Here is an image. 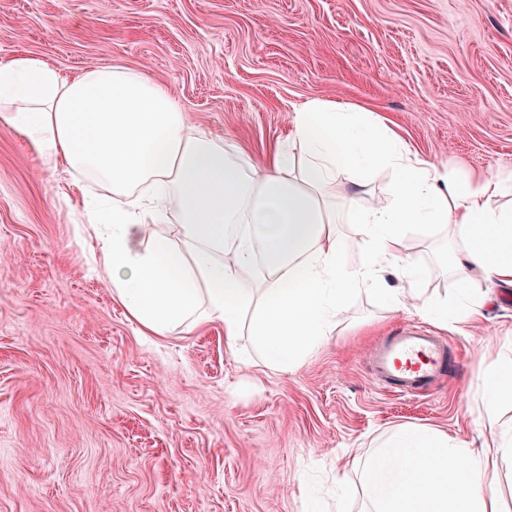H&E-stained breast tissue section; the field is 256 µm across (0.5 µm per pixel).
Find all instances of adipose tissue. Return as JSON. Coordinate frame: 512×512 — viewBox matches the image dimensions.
I'll return each instance as SVG.
<instances>
[{
	"mask_svg": "<svg viewBox=\"0 0 512 512\" xmlns=\"http://www.w3.org/2000/svg\"><path fill=\"white\" fill-rule=\"evenodd\" d=\"M0 127L21 134L42 170L79 172L84 224L97 230L98 262L115 294L148 332L186 324L200 305L234 344L245 313L269 364L288 370L335 328L362 286L387 310L463 327L488 294L463 311L429 301L419 287L413 237L448 236L461 284L512 287V175L459 177L419 156L374 113L312 100L292 112L287 149L264 167L190 126L167 86L140 69L91 68L65 76L50 62L19 55L0 63ZM392 177L363 205L375 176ZM107 187L109 203L84 178ZM336 188L365 240L359 264L342 259L340 219L324 192ZM167 224L131 248L132 228ZM393 271L399 288L382 287ZM512 396L494 380L483 400L491 421L479 452L424 427H402L367 458L363 491L373 512H507L496 492L512 460V424L492 415Z\"/></svg>",
	"mask_w": 512,
	"mask_h": 512,
	"instance_id": "ef3b65f1",
	"label": "adipose tissue"
}]
</instances>
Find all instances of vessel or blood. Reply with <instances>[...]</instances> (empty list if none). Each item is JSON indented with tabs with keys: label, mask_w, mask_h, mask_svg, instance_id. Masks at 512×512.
I'll return each mask as SVG.
<instances>
[{
	"label": "vessel or blood",
	"mask_w": 512,
	"mask_h": 512,
	"mask_svg": "<svg viewBox=\"0 0 512 512\" xmlns=\"http://www.w3.org/2000/svg\"><path fill=\"white\" fill-rule=\"evenodd\" d=\"M449 343L432 331L416 329L387 338L369 358L377 380L400 395H412L427 388L446 367Z\"/></svg>",
	"instance_id": "obj_1"
}]
</instances>
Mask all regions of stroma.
<instances>
[{
    "label": "stroma",
    "mask_w": 512,
    "mask_h": 512,
    "mask_svg": "<svg viewBox=\"0 0 512 512\" xmlns=\"http://www.w3.org/2000/svg\"><path fill=\"white\" fill-rule=\"evenodd\" d=\"M144 70L189 121L262 164L288 117L339 99L460 175L512 171V0H0V62ZM22 135L0 129V512H347L360 462L395 429L479 449L483 379L512 369V288L411 396L371 375L382 339L423 325L361 291L298 368L203 318L158 336L113 295L89 232ZM427 297L461 303L440 238L417 237Z\"/></svg>",
    "instance_id": "obj_1"
}]
</instances>
